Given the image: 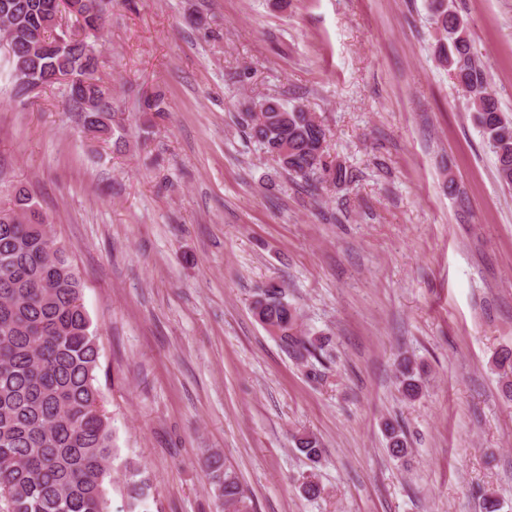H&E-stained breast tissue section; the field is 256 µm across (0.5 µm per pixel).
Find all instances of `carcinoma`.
<instances>
[{
  "mask_svg": "<svg viewBox=\"0 0 512 512\" xmlns=\"http://www.w3.org/2000/svg\"><path fill=\"white\" fill-rule=\"evenodd\" d=\"M112 0H0L12 17L8 54L14 95L25 99L33 85H58L56 74L70 77V102L83 117L91 140L108 143L116 132L112 91L97 76L98 50L89 37L101 33ZM437 60L455 72L467 93V106L496 156L499 184L512 188V118L489 91L478 62L468 22L453 0H429ZM142 110L157 117L168 105L160 93L142 99ZM246 137L276 161L281 172L306 179L321 173L335 186L353 173L327 160L325 125H315L303 105L268 96L246 112ZM81 277L53 226L33 202L27 187H12L0 199V512H107L106 483L111 481L112 429L99 385V344L82 299ZM264 298L257 321L277 336L289 356L318 358L323 343L298 330L297 309L274 284L257 293ZM423 368L404 357L396 367L402 394L416 398ZM388 451L404 457L407 440L398 422H384ZM295 448L317 462L319 439L300 433ZM207 469L224 512H254L251 496L237 472L217 454ZM129 512H140L149 495L136 463L128 464Z\"/></svg>",
  "mask_w": 512,
  "mask_h": 512,
  "instance_id": "cac0c4a2",
  "label": "carcinoma"
}]
</instances>
